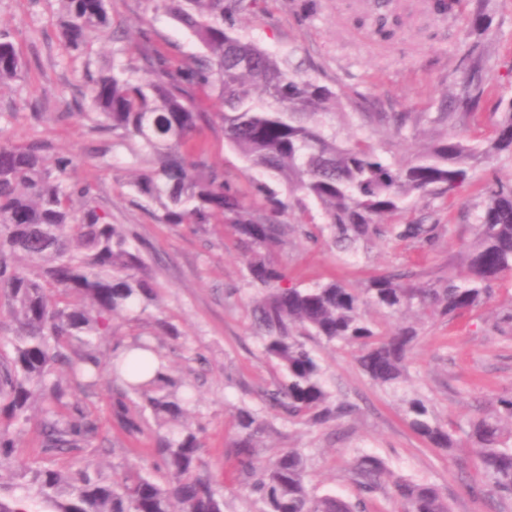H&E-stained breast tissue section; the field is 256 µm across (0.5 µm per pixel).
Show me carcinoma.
Here are the masks:
<instances>
[{
	"label": "carcinoma",
	"instance_id": "carcinoma-1",
	"mask_svg": "<svg viewBox=\"0 0 512 512\" xmlns=\"http://www.w3.org/2000/svg\"><path fill=\"white\" fill-rule=\"evenodd\" d=\"M60 2L58 24L70 51L80 54L94 41L114 39L108 0ZM149 2L189 33L201 52L174 64L143 34L121 49L136 57L134 70L114 65L88 75L86 95L94 112L85 118L93 130L136 146L134 155L147 169L132 187L158 205V223L204 227L222 221L244 249L250 281L264 291L254 307L256 325L266 354L283 371V379L263 393L265 403L315 428L352 412L348 405H329L322 365L297 339L300 334L358 345L359 364L371 381L401 388L417 329L403 325L380 333L363 317L362 305L397 318L415 307L450 316L486 305L493 285L512 279V184L485 183L476 205L475 236L463 247L467 273L438 288L417 287L405 273L374 276L361 289L334 280L287 287L284 270L269 257L271 249L284 245L288 231L279 218L296 209L297 222H303L309 200L319 206L324 229L342 252H354L372 238L433 248L441 225L422 220L387 224L383 218L406 209L414 195L451 199L477 165L503 153L512 157V99L498 101L501 119L484 145H467L445 133L423 151L389 162L368 139L342 136L332 88L288 58L262 49L237 26L258 0ZM464 69L457 97L461 112L443 106L433 113L357 116L365 124L388 125L397 136L423 122L467 125L474 118L470 108L487 92L483 54L468 49ZM22 70L12 33L1 29L0 87ZM200 92L216 99L220 111L202 110ZM215 126L247 166L264 175L251 179L256 211L244 206L206 146L193 143L202 128ZM72 167L71 156L54 152L45 141L0 143V296L14 324L10 349L0 354V466L17 462L15 434L28 423V410L38 397L48 403L41 420L43 453L73 452L97 437L98 424L77 392L93 385L100 367L98 341L112 334L115 317L156 298L145 261L123 226L112 223L105 209L75 207L77 200L90 197L91 188L71 178ZM59 367L70 371L69 382L53 379ZM113 373L112 408L127 435L138 436L145 425L143 415L127 403L131 394L156 417L182 425L178 437L155 449L167 480L158 483L136 466L110 477L87 464L67 473L36 461L20 464L46 512H224V499L199 472V437L182 424L192 397L154 395L172 384L162 365L139 382L127 379L121 364ZM404 416L429 445L450 454L458 447L426 400H406ZM238 426L237 467L250 480L261 512H369L370 494L384 470L379 459L356 457L353 474L360 495L348 502L309 488L305 457L297 450L262 462L260 424L251 411H240ZM467 437L478 448L481 475L471 494L493 491L502 500L512 499V393L498 396L493 411L471 418ZM7 492L0 485V512H32L25 500ZM392 496L401 512H450L447 498L431 484L399 478Z\"/></svg>",
	"mask_w": 512,
	"mask_h": 512
}]
</instances>
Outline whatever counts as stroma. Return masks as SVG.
Here are the masks:
<instances>
[{
	"label": "stroma",
	"mask_w": 512,
	"mask_h": 512,
	"mask_svg": "<svg viewBox=\"0 0 512 512\" xmlns=\"http://www.w3.org/2000/svg\"><path fill=\"white\" fill-rule=\"evenodd\" d=\"M261 0V9L242 22L244 32L272 53L292 51V60L315 72L339 94L342 113L336 121L346 133L368 138L376 147L406 156L438 136L429 125L418 126L407 140L391 137L387 129L362 124L349 111L355 99L387 112H434L453 98L462 82L460 62L470 46L484 52V78L491 91L476 111V119L458 135L467 141L492 137L500 119L499 98L512 96V0H451L449 10H432V0H392L402 21L396 36L379 41L369 26L356 25L372 15L375 0ZM57 0H0V28L10 30L26 62L20 79L0 88V141L25 144L40 139L70 154L72 179L89 185L95 200L124 225L131 242L144 257L156 284L157 300L131 316L112 322L113 337L101 340L102 361L113 349L135 339L150 341L162 354L167 374L194 386L196 403L187 424L199 433L202 469L224 496V512H259L236 467L232 442L240 409L257 412L264 431L260 456L268 460L280 449L296 448L306 457L307 481L317 493L355 500L358 489L351 474L358 453L381 459L385 472L374 493L370 512H399L390 496L396 478L436 485L448 497L452 512H512L500 509L496 495L478 499L470 485L479 483L475 447L468 442V421L490 411L497 396L512 392V340L491 329L492 319L512 309V283L499 282L491 303L454 318L413 311L418 339L408 361L409 380L403 391L373 384L357 364V347L307 339L320 359L323 383L333 402H347L354 413L325 428H310L281 411L265 408L263 390L282 378L277 363L263 352L252 309L261 296L246 270L244 253L229 228L215 223L198 230L188 224H160L156 205L138 198L131 182L139 172L129 147L111 135L91 131L85 112V75L120 60L136 66L124 53L127 41L148 32L172 61L198 53L195 40L168 15L152 12L145 0H112L115 41L94 44L89 53L69 51L59 37ZM491 22L490 35L471 29L475 13ZM226 178L243 194H251L252 173L225 143L220 132L201 134ZM512 180V160L501 158L482 166L458 196L441 203L429 196L415 198L409 210L389 216L392 224L418 221L431 214L445 227L439 244L422 250L410 241L369 242L355 254L340 252L318 225L297 224L287 243L272 259L285 271L290 285L307 288L336 280L364 287L374 275L410 271L414 281L428 285L464 275L460 251L472 240L476 205L485 182ZM166 320L175 335L162 334L157 320ZM426 398L440 423H452L459 446L454 453L425 443L404 418L405 401ZM81 398L97 420L99 433L79 454L43 456L41 402L28 411L30 422L17 434V464L0 467V485L24 495L19 462L33 459L70 470L75 458L92 462L108 474L138 463L150 467L153 450L167 427L149 421L144 434L131 438L112 413L110 373L101 369L93 387Z\"/></svg>",
	"instance_id": "obj_1"
}]
</instances>
